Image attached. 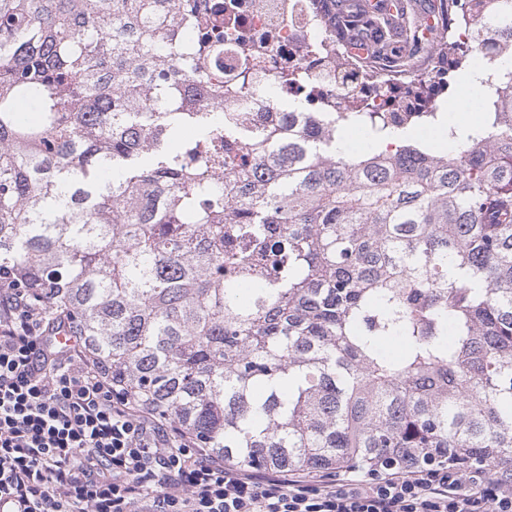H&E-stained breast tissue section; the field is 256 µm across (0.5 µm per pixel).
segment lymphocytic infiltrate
Wrapping results in <instances>:
<instances>
[{"label":"lymphocytic infiltrate","mask_w":512,"mask_h":512,"mask_svg":"<svg viewBox=\"0 0 512 512\" xmlns=\"http://www.w3.org/2000/svg\"><path fill=\"white\" fill-rule=\"evenodd\" d=\"M62 328L0 271V512H512V469L475 459L342 478L224 462Z\"/></svg>","instance_id":"lymphocytic-infiltrate-1"}]
</instances>
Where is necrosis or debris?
<instances>
[{
    "label": "necrosis or debris",
    "instance_id": "1",
    "mask_svg": "<svg viewBox=\"0 0 512 512\" xmlns=\"http://www.w3.org/2000/svg\"><path fill=\"white\" fill-rule=\"evenodd\" d=\"M224 26L242 36L264 37L267 40L263 55L252 69H244L236 41L222 44L214 56V67L226 75L247 71L252 79L250 94L233 100L232 109L255 114L273 110L284 111L286 103L296 102L301 93L285 83H276V76L290 67L306 71L310 77L312 95H329L336 90V72L326 70L324 60L342 52L341 44L331 40L321 16L313 9L311 0H226ZM437 62L418 71L393 74L386 71H367L350 64L346 71L355 94L375 109L388 107V90L413 79L414 76L436 77Z\"/></svg>",
    "mask_w": 512,
    "mask_h": 512
}]
</instances>
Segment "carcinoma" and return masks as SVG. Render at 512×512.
Segmentation results:
<instances>
[{"label":"carcinoma","instance_id":"1","mask_svg":"<svg viewBox=\"0 0 512 512\" xmlns=\"http://www.w3.org/2000/svg\"><path fill=\"white\" fill-rule=\"evenodd\" d=\"M331 36L378 17L315 0ZM512 58V0H448ZM196 0H0V270L135 401L248 468L330 471L433 454L512 465V68L481 124L443 113L227 112L245 82ZM419 83L397 97L435 98ZM366 130L357 154L347 129ZM201 162L224 150L223 175ZM397 341L392 356L386 343Z\"/></svg>","mask_w":512,"mask_h":512}]
</instances>
